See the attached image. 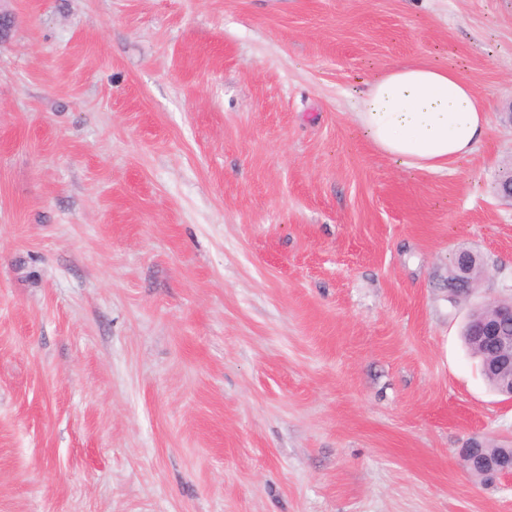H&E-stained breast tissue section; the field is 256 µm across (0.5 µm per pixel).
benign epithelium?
I'll return each mask as SVG.
<instances>
[{
	"instance_id": "obj_1",
	"label": "benign epithelium",
	"mask_w": 512,
	"mask_h": 512,
	"mask_svg": "<svg viewBox=\"0 0 512 512\" xmlns=\"http://www.w3.org/2000/svg\"><path fill=\"white\" fill-rule=\"evenodd\" d=\"M476 260L477 256L469 251H462L455 257L453 273L448 280V289L452 295L469 292L468 276ZM510 320L511 303L476 306L468 316L466 332L480 347L493 350V354L484 361L485 371L504 376L501 393L512 397V333L505 328ZM486 471L496 479L511 477L512 456L487 460Z\"/></svg>"
}]
</instances>
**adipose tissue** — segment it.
Wrapping results in <instances>:
<instances>
[{
    "instance_id": "obj_1",
    "label": "adipose tissue",
    "mask_w": 512,
    "mask_h": 512,
    "mask_svg": "<svg viewBox=\"0 0 512 512\" xmlns=\"http://www.w3.org/2000/svg\"><path fill=\"white\" fill-rule=\"evenodd\" d=\"M354 121L375 149L407 169L441 171L472 154L488 109L452 68L395 65L358 90Z\"/></svg>"
}]
</instances>
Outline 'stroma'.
<instances>
[{
  "mask_svg": "<svg viewBox=\"0 0 512 512\" xmlns=\"http://www.w3.org/2000/svg\"><path fill=\"white\" fill-rule=\"evenodd\" d=\"M0 10V512H512L460 335L512 299V0ZM420 60L489 108L441 172L352 115ZM476 260L477 256L469 251H462L455 257L453 273L448 280V291L452 295L458 296L469 292L470 283L468 276Z\"/></svg>",
  "mask_w": 512,
  "mask_h": 512,
  "instance_id": "obj_1",
  "label": "stroma"
}]
</instances>
